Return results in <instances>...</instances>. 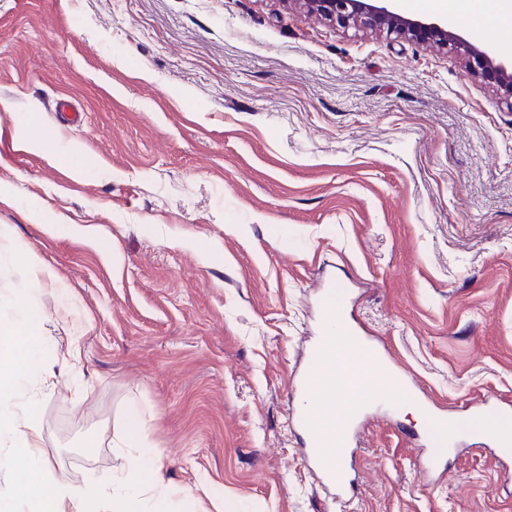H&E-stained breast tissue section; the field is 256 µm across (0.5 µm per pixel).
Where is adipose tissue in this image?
I'll return each instance as SVG.
<instances>
[{
    "mask_svg": "<svg viewBox=\"0 0 512 512\" xmlns=\"http://www.w3.org/2000/svg\"><path fill=\"white\" fill-rule=\"evenodd\" d=\"M433 6L447 13L449 20L456 21L473 15L493 22L501 28L512 27V11L504 10L501 0H486L485 7L473 11L472 0H431ZM41 328V317L31 306L20 304L18 316L11 321L0 322V407L8 406L24 383L26 372L41 358L34 340ZM143 412L131 408L128 420L125 447H128L127 472L136 481L122 497L118 512H146L145 503L150 491V482L145 475L153 449L142 448L139 429ZM39 512H103L101 495L97 487H75L61 482L56 492L41 498Z\"/></svg>",
    "mask_w": 512,
    "mask_h": 512,
    "instance_id": "1",
    "label": "adipose tissue"
}]
</instances>
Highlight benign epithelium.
I'll return each instance as SVG.
<instances>
[{"label":"benign epithelium","mask_w":512,"mask_h":512,"mask_svg":"<svg viewBox=\"0 0 512 512\" xmlns=\"http://www.w3.org/2000/svg\"><path fill=\"white\" fill-rule=\"evenodd\" d=\"M308 14L318 15L342 28L385 31L399 38L446 49L466 64L480 81L495 92L499 103L512 112V60L477 45L439 22H424L395 11L391 0H282Z\"/></svg>","instance_id":"1"}]
</instances>
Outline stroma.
Here are the masks:
<instances>
[{
    "instance_id": "1",
    "label": "stroma",
    "mask_w": 512,
    "mask_h": 512,
    "mask_svg": "<svg viewBox=\"0 0 512 512\" xmlns=\"http://www.w3.org/2000/svg\"><path fill=\"white\" fill-rule=\"evenodd\" d=\"M330 276L438 407L512 401V112L458 56L281 0H0V320L43 318L0 512L35 510L30 421L42 494L111 512L133 405L165 512H341L290 425ZM369 415L348 512H512L477 437L425 485L411 416ZM26 428L23 446L19 447L25 449L12 458V464L26 475L18 488L19 493L29 495L33 491L40 502L38 512H105L102 510L101 495L96 486L80 488L58 482L56 493L53 495L43 498L39 494L37 480L33 481L31 477L34 469L32 452L33 448H38L39 430L34 422H29Z\"/></svg>"
}]
</instances>
